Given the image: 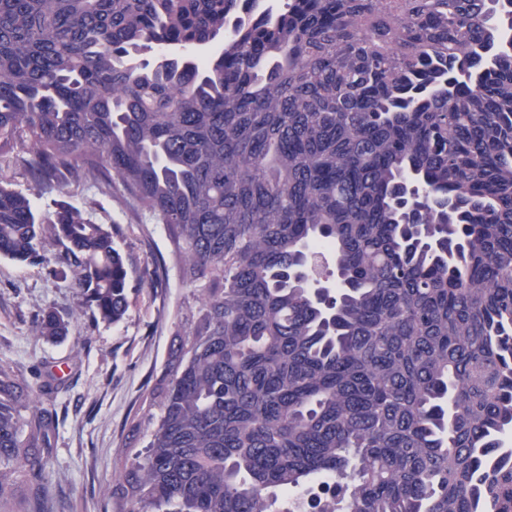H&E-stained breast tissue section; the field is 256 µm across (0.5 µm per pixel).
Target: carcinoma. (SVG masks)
I'll use <instances>...</instances> for the list:
<instances>
[{"instance_id":"carcinoma-1","label":"carcinoma","mask_w":512,"mask_h":512,"mask_svg":"<svg viewBox=\"0 0 512 512\" xmlns=\"http://www.w3.org/2000/svg\"><path fill=\"white\" fill-rule=\"evenodd\" d=\"M22 154L41 191L120 185L189 288L111 512H298L318 476L320 512H512V0H0ZM0 256L128 311L66 200L0 180ZM53 425L0 365V503Z\"/></svg>"}]
</instances>
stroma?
<instances>
[{"instance_id":"stroma-1","label":"stroma","mask_w":512,"mask_h":512,"mask_svg":"<svg viewBox=\"0 0 512 512\" xmlns=\"http://www.w3.org/2000/svg\"><path fill=\"white\" fill-rule=\"evenodd\" d=\"M62 193L98 224L115 227L130 264L129 308L116 324L94 320L82 307L73 269L55 263L22 265L0 257V365L42 395L55 417L52 448L42 473L23 478L0 512H104L112 481L132 451L125 437L133 422L147 423L144 398L160 376L181 323L184 288L176 267L160 281L150 275L169 251L164 225L141 224L117 189L73 181ZM53 309L70 323L68 336L34 335L38 314Z\"/></svg>"}]
</instances>
